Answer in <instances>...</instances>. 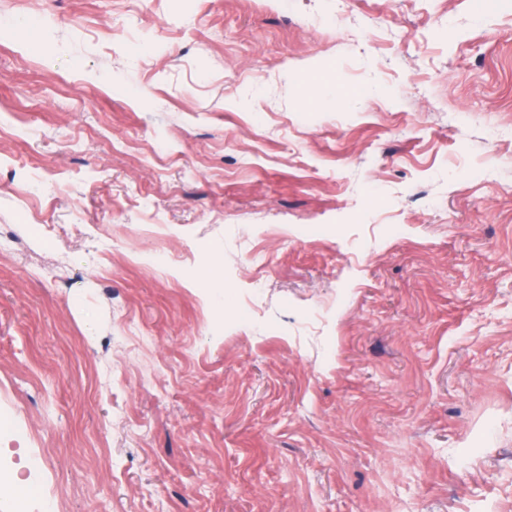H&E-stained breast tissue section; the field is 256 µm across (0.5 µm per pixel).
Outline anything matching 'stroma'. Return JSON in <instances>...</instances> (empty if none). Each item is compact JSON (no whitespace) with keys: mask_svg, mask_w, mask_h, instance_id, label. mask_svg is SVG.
<instances>
[{"mask_svg":"<svg viewBox=\"0 0 512 512\" xmlns=\"http://www.w3.org/2000/svg\"><path fill=\"white\" fill-rule=\"evenodd\" d=\"M41 6L0 0V463L56 512H512V0Z\"/></svg>","mask_w":512,"mask_h":512,"instance_id":"1","label":"stroma"}]
</instances>
